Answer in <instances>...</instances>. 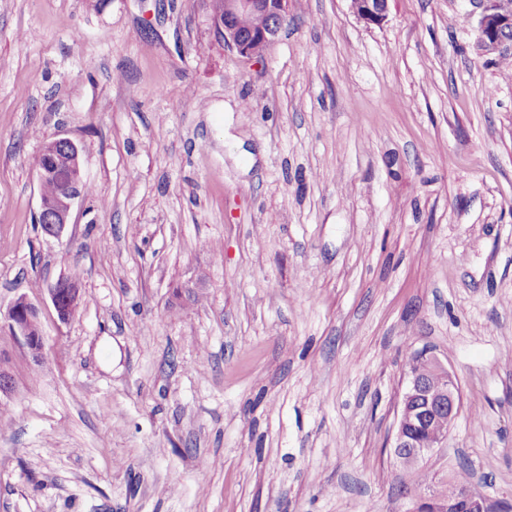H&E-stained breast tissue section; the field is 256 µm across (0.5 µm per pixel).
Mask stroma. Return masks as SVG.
Masks as SVG:
<instances>
[{
    "label": "stroma",
    "mask_w": 512,
    "mask_h": 512,
    "mask_svg": "<svg viewBox=\"0 0 512 512\" xmlns=\"http://www.w3.org/2000/svg\"><path fill=\"white\" fill-rule=\"evenodd\" d=\"M481 0H288L242 62L209 0H0V512H412L407 354L462 410L424 468L512 504V76ZM81 150L59 236L38 159ZM79 297L68 321L50 298ZM350 8L365 23L380 24L386 17L388 0H350ZM37 317L38 308L24 296L18 297L4 315L9 331L23 341L36 359L43 348Z\"/></svg>",
    "instance_id": "35a3bbf8"
}]
</instances>
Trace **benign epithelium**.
Returning a JSON list of instances; mask_svg holds the SVG:
<instances>
[{
	"instance_id": "benign-epithelium-1",
	"label": "benign epithelium",
	"mask_w": 512,
	"mask_h": 512,
	"mask_svg": "<svg viewBox=\"0 0 512 512\" xmlns=\"http://www.w3.org/2000/svg\"><path fill=\"white\" fill-rule=\"evenodd\" d=\"M482 2L479 42L489 53L498 56L512 53V41L504 38L512 31V8L506 0ZM350 8L365 23L379 24L386 17L388 0H350ZM211 20L224 46L235 51L243 62L250 63L264 57L288 22V0H224L223 12L211 14ZM42 156L45 161L38 166L39 183L50 179L60 162L71 173L66 188L51 199L40 200L37 222L45 234L58 236L67 224L74 200L81 195L80 150L72 140L59 138L44 147ZM50 296L58 318L68 320L77 303L76 285L65 291L55 286L50 289ZM37 317L38 308L24 296L18 297L4 315L9 331L23 341L35 358L43 348ZM405 376L393 441V454L404 467L417 465L442 447L462 408L456 377L436 356L423 351L414 353L406 365ZM440 414L447 415L448 427L432 440L420 437V431ZM415 512H492V503L466 484L448 496L434 491L418 498Z\"/></svg>"
}]
</instances>
